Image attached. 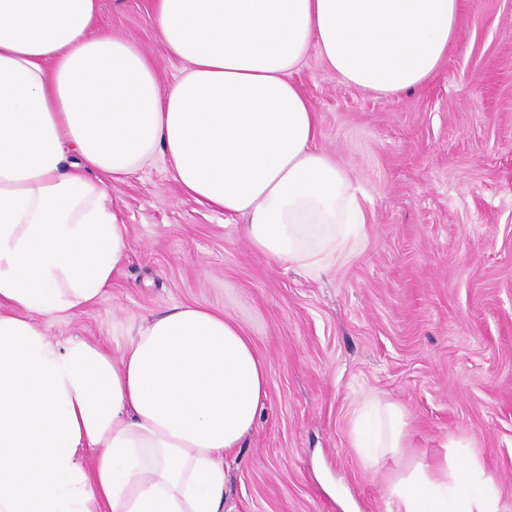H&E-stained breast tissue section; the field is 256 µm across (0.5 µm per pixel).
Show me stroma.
I'll use <instances>...</instances> for the list:
<instances>
[{"instance_id": "35a3bbf8", "label": "stroma", "mask_w": 512, "mask_h": 512, "mask_svg": "<svg viewBox=\"0 0 512 512\" xmlns=\"http://www.w3.org/2000/svg\"><path fill=\"white\" fill-rule=\"evenodd\" d=\"M462 21L428 85L395 97L336 80L309 54L294 81L319 115L318 145L367 197L365 237L312 276L276 265L222 213L184 196L163 156L111 194L130 260L108 296L50 336L119 355L128 318L174 305L224 312L270 376L253 429L226 456L224 512H387L389 460L365 467L353 409L398 404L412 455L470 446L512 512V0H460ZM101 27L179 75L152 0H101Z\"/></svg>"}]
</instances>
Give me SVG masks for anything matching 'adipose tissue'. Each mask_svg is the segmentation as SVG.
Returning <instances> with one entry per match:
<instances>
[{"label": "adipose tissue", "instance_id": "ef3b65f1", "mask_svg": "<svg viewBox=\"0 0 512 512\" xmlns=\"http://www.w3.org/2000/svg\"><path fill=\"white\" fill-rule=\"evenodd\" d=\"M100 0H0V512H224V458L252 429L269 374L224 314L179 305L132 326L120 357L50 337L104 298L128 256L109 185L153 152L181 192L239 222L273 263L317 275L367 222L353 174L317 146L292 73L309 52L358 90L395 96L437 75L459 0H154L183 70L161 84ZM372 467L407 422L354 414ZM388 512H505L458 441L393 474Z\"/></svg>", "mask_w": 512, "mask_h": 512}]
</instances>
